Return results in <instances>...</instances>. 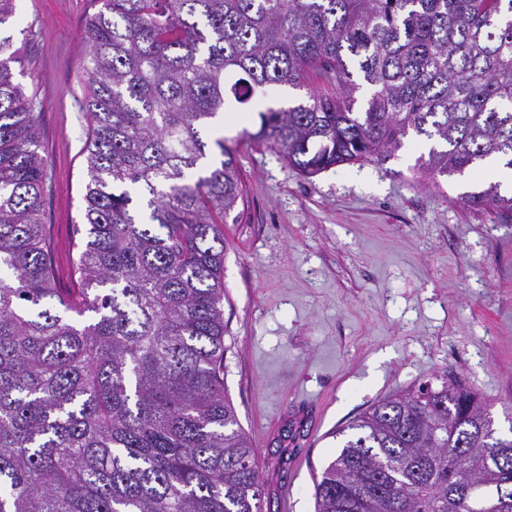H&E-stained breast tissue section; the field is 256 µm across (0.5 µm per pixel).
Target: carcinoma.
<instances>
[{"label":"carcinoma","mask_w":512,"mask_h":512,"mask_svg":"<svg viewBox=\"0 0 512 512\" xmlns=\"http://www.w3.org/2000/svg\"><path fill=\"white\" fill-rule=\"evenodd\" d=\"M94 2L85 228L65 298L40 114L11 67L15 0H0V512H263L224 391L220 224L244 196L234 151L204 130L253 101L248 136L306 176L410 134L431 143L430 174L511 169L512 0ZM282 87L306 95L279 109L257 96ZM466 201L512 214L497 182ZM347 429L315 512H512V436L457 378L415 383Z\"/></svg>","instance_id":"cac0c4a2"}]
</instances>
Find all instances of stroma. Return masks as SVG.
<instances>
[{"label": "stroma", "mask_w": 512, "mask_h": 512, "mask_svg": "<svg viewBox=\"0 0 512 512\" xmlns=\"http://www.w3.org/2000/svg\"><path fill=\"white\" fill-rule=\"evenodd\" d=\"M89 0H16L14 73L40 102L52 161L45 202L58 285H75L88 115L81 38ZM245 208L224 234V387L255 449L264 512H314L313 477L337 432L371 405L446 373L512 432V218L465 204L472 173L422 178L412 138L382 161L305 177L215 120Z\"/></svg>", "instance_id": "stroma-1"}]
</instances>
